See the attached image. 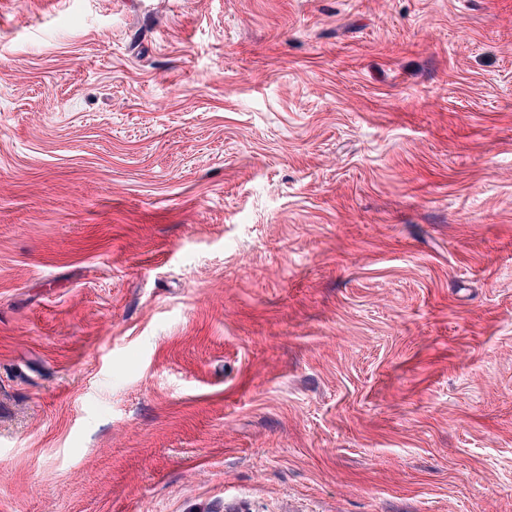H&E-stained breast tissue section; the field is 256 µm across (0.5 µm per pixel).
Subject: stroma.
Segmentation results:
<instances>
[{"label":"stroma","instance_id":"stroma-1","mask_svg":"<svg viewBox=\"0 0 512 512\" xmlns=\"http://www.w3.org/2000/svg\"><path fill=\"white\" fill-rule=\"evenodd\" d=\"M0 512H512V0H0Z\"/></svg>","mask_w":512,"mask_h":512}]
</instances>
